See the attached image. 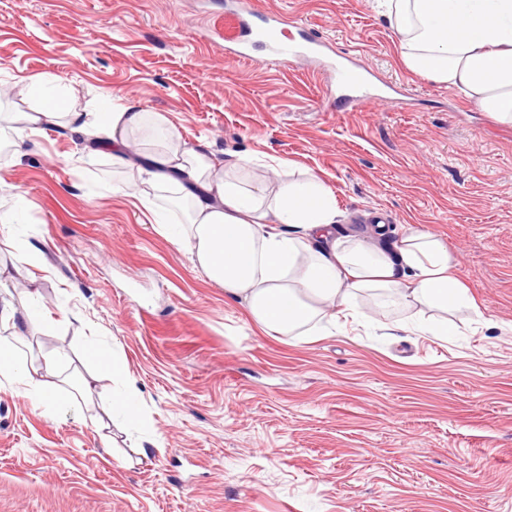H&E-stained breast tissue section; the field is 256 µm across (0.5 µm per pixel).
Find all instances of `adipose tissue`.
Segmentation results:
<instances>
[{
	"label": "adipose tissue",
	"instance_id": "adipose-tissue-1",
	"mask_svg": "<svg viewBox=\"0 0 512 512\" xmlns=\"http://www.w3.org/2000/svg\"><path fill=\"white\" fill-rule=\"evenodd\" d=\"M384 2L408 69L454 87L498 122L512 124V0ZM26 82L35 105L21 118L30 131L69 114L76 132L92 137L100 153L131 173L121 192L135 188L142 174L158 191L178 189L186 204L184 223H170L156 206L154 223L267 331L287 335L307 325L317 331L336 326L357 317L353 298L372 290L387 306L441 312L440 320L417 324V331L456 335L444 315L470 300L453 274L454 257L438 237L409 230L386 247L337 234L333 190L316 174L297 177L292 162L268 157L266 165L278 179L270 189L250 182L253 157L188 146L163 113L107 96L93 111L70 114L59 76L38 73ZM88 352L121 382L112 391L113 415L144 428L139 392L125 382L123 363L95 342ZM55 370L52 356L37 364L16 345L0 343V377L18 384L35 408H80V396L55 383Z\"/></svg>",
	"mask_w": 512,
	"mask_h": 512
}]
</instances>
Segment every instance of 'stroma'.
<instances>
[{
	"label": "stroma",
	"instance_id": "1",
	"mask_svg": "<svg viewBox=\"0 0 512 512\" xmlns=\"http://www.w3.org/2000/svg\"><path fill=\"white\" fill-rule=\"evenodd\" d=\"M224 2L0 0V110L51 72L68 111L116 95L190 146L292 161L332 187L340 232L380 212L439 237L477 308L442 338L409 329L436 311L364 293L361 322L267 332L116 192L130 174L89 137L7 122L0 208L25 198L15 233L38 262L0 246V296L39 292L55 323L20 347L60 353L88 392L44 413L0 381V512H512V126L407 69L374 0H256L368 70L388 100L360 112L326 95L321 64L225 63ZM93 339L150 434L113 417ZM88 353L97 358L101 364L112 370V378L122 379L126 376L124 364L115 358L108 350L100 346L96 342H90L88 345Z\"/></svg>",
	"mask_w": 512,
	"mask_h": 512
}]
</instances>
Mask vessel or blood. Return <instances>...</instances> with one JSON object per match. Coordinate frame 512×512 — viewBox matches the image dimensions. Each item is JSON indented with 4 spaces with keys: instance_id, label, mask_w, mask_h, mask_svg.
I'll use <instances>...</instances> for the list:
<instances>
[{
    "instance_id": "vessel-or-blood-1",
    "label": "vessel or blood",
    "mask_w": 512,
    "mask_h": 512,
    "mask_svg": "<svg viewBox=\"0 0 512 512\" xmlns=\"http://www.w3.org/2000/svg\"><path fill=\"white\" fill-rule=\"evenodd\" d=\"M228 7L234 18L235 32L225 40V61L253 60L254 51L259 48L268 63L311 62L317 59L324 46L323 40L303 23H296V33L290 36L285 32L283 15L258 17L254 0H229ZM334 73L350 107H366L378 102V95L366 90L359 72L338 67Z\"/></svg>"
}]
</instances>
